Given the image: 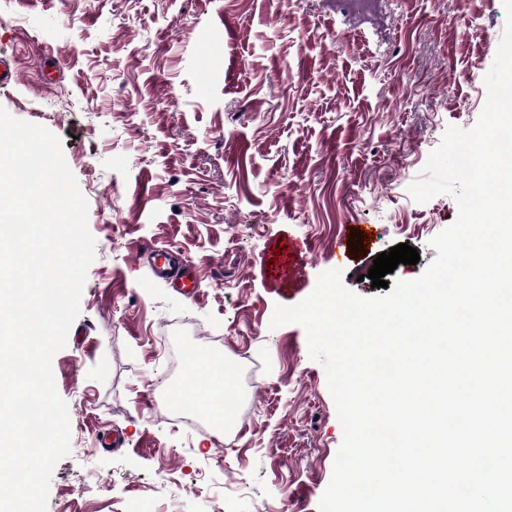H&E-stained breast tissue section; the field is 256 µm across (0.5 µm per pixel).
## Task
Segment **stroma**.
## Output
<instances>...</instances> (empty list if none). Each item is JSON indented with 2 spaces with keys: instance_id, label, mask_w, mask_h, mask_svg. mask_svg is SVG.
Here are the masks:
<instances>
[{
  "instance_id": "stroma-1",
  "label": "stroma",
  "mask_w": 512,
  "mask_h": 512,
  "mask_svg": "<svg viewBox=\"0 0 512 512\" xmlns=\"http://www.w3.org/2000/svg\"><path fill=\"white\" fill-rule=\"evenodd\" d=\"M505 24L503 0H0V107L61 139L97 242L52 359L71 436L47 512H320L343 428L304 328H271L274 309L335 268L380 295L366 274L401 243L420 260L386 281L436 257L456 202L408 188L448 127L477 122ZM355 224L369 249L337 258ZM277 238L297 249L273 281ZM153 247L196 268L195 295L135 261ZM175 342L232 366L236 438L161 416Z\"/></svg>"
}]
</instances>
